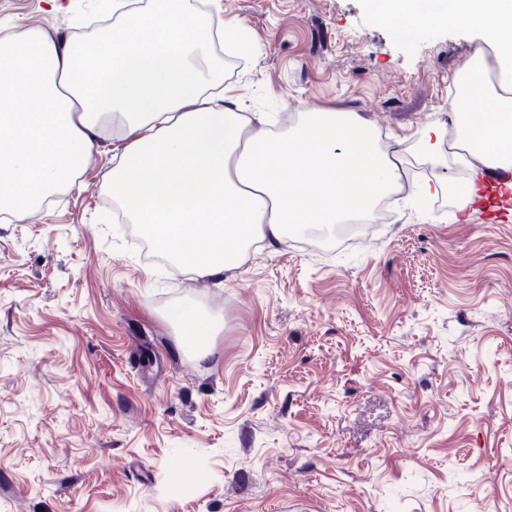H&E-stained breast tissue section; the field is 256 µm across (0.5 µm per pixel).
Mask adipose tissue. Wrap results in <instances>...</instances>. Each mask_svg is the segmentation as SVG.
Masks as SVG:
<instances>
[{"instance_id": "obj_1", "label": "adipose tissue", "mask_w": 512, "mask_h": 512, "mask_svg": "<svg viewBox=\"0 0 512 512\" xmlns=\"http://www.w3.org/2000/svg\"><path fill=\"white\" fill-rule=\"evenodd\" d=\"M107 0L108 39L78 47L30 29L0 42V214L21 220L82 170L117 127L112 200L170 260L223 280L256 242L277 250L290 228H333L401 191V153L380 149L368 120L306 113L274 132L220 88L206 18L187 0ZM393 33L412 40L452 26L475 32L512 64V0H371ZM468 153L512 167V95L463 93L449 102ZM181 343L211 354L216 321L171 311Z\"/></svg>"}]
</instances>
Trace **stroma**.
I'll return each instance as SVG.
<instances>
[{
	"mask_svg": "<svg viewBox=\"0 0 512 512\" xmlns=\"http://www.w3.org/2000/svg\"><path fill=\"white\" fill-rule=\"evenodd\" d=\"M250 49L223 80L279 130L324 109L402 150L390 219L342 247L293 229L223 284L144 261L111 154L0 216V512H512V214L465 222L440 175L451 85L480 48L395 39L369 0H192ZM0 0V35L85 37L97 0ZM429 136L433 157L419 139ZM221 320L204 362L170 309Z\"/></svg>",
	"mask_w": 512,
	"mask_h": 512,
	"instance_id": "stroma-1",
	"label": "stroma"
}]
</instances>
